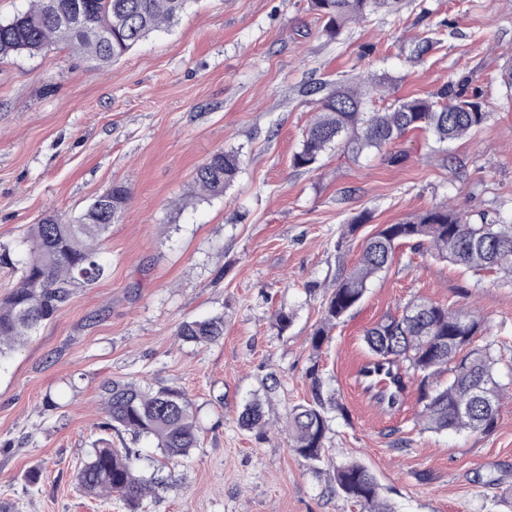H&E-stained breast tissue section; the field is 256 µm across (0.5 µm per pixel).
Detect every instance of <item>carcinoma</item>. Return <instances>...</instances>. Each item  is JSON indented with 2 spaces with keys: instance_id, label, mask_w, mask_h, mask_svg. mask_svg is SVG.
<instances>
[{
  "instance_id": "cac0c4a2",
  "label": "carcinoma",
  "mask_w": 512,
  "mask_h": 512,
  "mask_svg": "<svg viewBox=\"0 0 512 512\" xmlns=\"http://www.w3.org/2000/svg\"><path fill=\"white\" fill-rule=\"evenodd\" d=\"M194 0H32L25 9L0 21V59L33 56L53 45L80 51L93 69L119 59L149 35L169 29ZM400 0H308L309 8L325 22L336 39L349 25L386 8L398 10ZM436 44L418 35L406 61L417 64ZM311 98L312 118L293 155L296 168L312 169L324 154L343 145L359 155L380 151L404 134L424 131L441 145L476 133L487 121L472 81L462 76L444 83L435 95L397 96L391 87L366 73L343 83L313 82L301 89ZM386 107H369L373 99ZM242 166L241 152L222 150L194 174L196 193L213 199L224 196ZM103 202L94 200L83 212L61 222L47 215L30 227L16 254L0 249V269L19 273L16 286L0 299V362L52 318L79 288L106 275L103 243L112 225L128 210L129 191L121 182L110 185ZM418 242L448 263L477 272L504 273L512 280V221L473 224L450 202L382 224L367 239L358 263L342 271L321 304V318L312 332L313 346L321 345L340 320L363 298L367 283L384 271L399 245ZM486 320L471 309L428 301L404 308L399 316L368 329L364 342L379 365L394 366L412 375L422 404L423 428L437 433L484 432L494 427L500 401L512 387L498 379L491 345L474 347V337ZM176 336L205 347L224 336V316L182 322ZM310 397L288 412V434L294 452L310 463L325 459L329 413L341 410L335 394L324 391L316 366L308 372ZM102 422L99 429L146 438L164 459L181 461L198 446L194 406L186 393L170 387H151L134 380L112 379L100 387ZM240 428L264 434L263 403L256 397L238 417ZM139 451L102 437L94 441L88 460L76 476L80 493L92 498L117 497L128 512H146L155 476L138 469ZM336 486L362 512H395L374 474L356 461L336 466Z\"/></svg>"
}]
</instances>
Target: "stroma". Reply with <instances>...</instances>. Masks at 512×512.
<instances>
[{
  "label": "stroma",
  "instance_id": "obj_1",
  "mask_svg": "<svg viewBox=\"0 0 512 512\" xmlns=\"http://www.w3.org/2000/svg\"><path fill=\"white\" fill-rule=\"evenodd\" d=\"M434 29L440 44L409 66L405 38ZM511 62L512 0H404L399 14L374 13L336 39L306 0H194L169 30L96 71L63 44L0 60V248L46 213L70 220L112 182L130 191L105 241L108 275L0 364V512H126L76 488L101 436L107 379L176 388L194 405L200 445L187 459L137 445L158 478L147 512H360L329 491L347 460L376 475L395 512H512V393L489 431L435 433L416 396L387 410L358 376L366 330L425 300L478 308L487 330L474 343H493L500 379H512V287L499 276L400 246L330 338L311 343L326 288L377 225L447 200L473 222L512 217V90L501 77ZM364 70L400 96L473 75L488 120L444 152L416 132L293 167L312 115L302 86ZM230 148L244 159L234 184L220 199L193 197L196 167ZM364 210L370 222L346 234ZM281 308L294 314L283 333L272 318ZM217 313L222 340L176 338L182 321ZM314 366L344 407L315 467L284 432ZM269 373L278 386L260 438L237 417Z\"/></svg>",
  "mask_w": 512,
  "mask_h": 512
}]
</instances>
